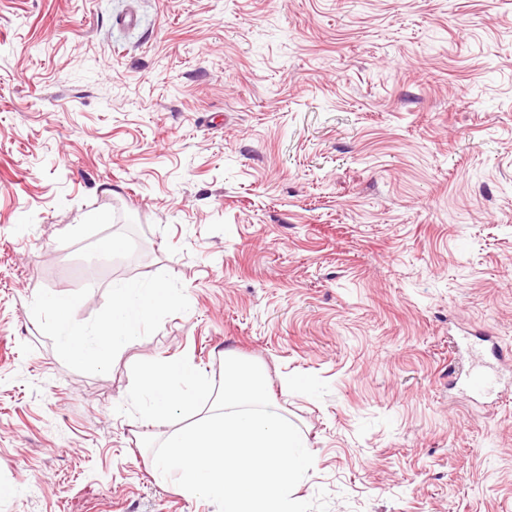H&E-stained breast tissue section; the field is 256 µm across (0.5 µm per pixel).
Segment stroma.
Here are the masks:
<instances>
[{"instance_id": "obj_1", "label": "stroma", "mask_w": 512, "mask_h": 512, "mask_svg": "<svg viewBox=\"0 0 512 512\" xmlns=\"http://www.w3.org/2000/svg\"><path fill=\"white\" fill-rule=\"evenodd\" d=\"M121 280L175 298L72 362L32 301L90 327ZM485 331L512 349V0H0V512H218L142 445L196 413L141 424L135 382L228 353L301 500L512 512V361L450 385Z\"/></svg>"}]
</instances>
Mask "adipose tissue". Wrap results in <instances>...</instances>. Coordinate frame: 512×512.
<instances>
[{"mask_svg":"<svg viewBox=\"0 0 512 512\" xmlns=\"http://www.w3.org/2000/svg\"><path fill=\"white\" fill-rule=\"evenodd\" d=\"M172 297L167 288H145L131 282L112 286V312L93 329L73 327L75 301L44 298L38 308L53 312L61 352L78 361L107 363L139 337V327L147 314ZM137 393L143 401V418L154 422L179 407L198 404L210 395L208 382L199 377L187 362L176 360L144 370Z\"/></svg>","mask_w":512,"mask_h":512,"instance_id":"1","label":"adipose tissue"}]
</instances>
